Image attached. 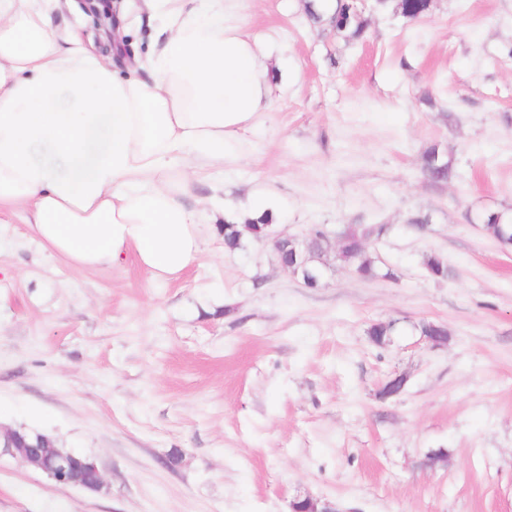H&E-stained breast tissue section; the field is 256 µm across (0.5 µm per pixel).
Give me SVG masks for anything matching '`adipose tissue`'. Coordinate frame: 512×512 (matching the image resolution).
Returning <instances> with one entry per match:
<instances>
[{
	"label": "adipose tissue",
	"instance_id": "1",
	"mask_svg": "<svg viewBox=\"0 0 512 512\" xmlns=\"http://www.w3.org/2000/svg\"><path fill=\"white\" fill-rule=\"evenodd\" d=\"M57 0H0V215L22 211L51 255L109 271L127 257L154 284L202 252L188 168L223 162L267 106L262 37L224 0H147L159 19L148 79L121 76L50 25Z\"/></svg>",
	"mask_w": 512,
	"mask_h": 512
}]
</instances>
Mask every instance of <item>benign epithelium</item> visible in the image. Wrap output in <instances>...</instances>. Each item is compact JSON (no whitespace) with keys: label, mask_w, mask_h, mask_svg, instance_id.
<instances>
[{"label":"benign epithelium","mask_w":512,"mask_h":512,"mask_svg":"<svg viewBox=\"0 0 512 512\" xmlns=\"http://www.w3.org/2000/svg\"><path fill=\"white\" fill-rule=\"evenodd\" d=\"M84 12L94 19L96 28L104 33H110L108 22L115 15L113 0H81ZM263 241L271 244L276 263L294 276L301 279L307 288L320 285L324 272L311 273L299 271L295 263L288 261V256H301L307 251L306 237L290 236L273 230V225H266ZM0 451L11 455L27 466H35L42 470L54 482L67 486L68 474L79 471L84 477L81 488L97 491L103 484L101 470L96 460L90 456L76 458L64 455L41 439L31 441L24 436L8 429L0 431ZM292 512H341L337 505L329 500H321L306 496L298 498L291 504Z\"/></svg>","instance_id":"1"}]
</instances>
